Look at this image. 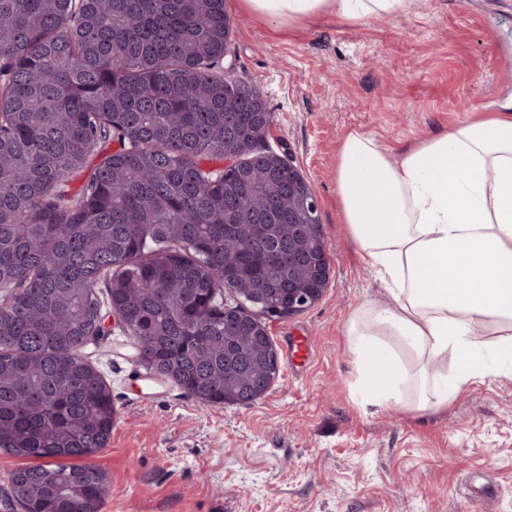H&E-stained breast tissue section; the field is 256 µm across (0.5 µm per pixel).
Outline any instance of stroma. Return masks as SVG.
<instances>
[{
  "instance_id": "35a3bbf8",
  "label": "stroma",
  "mask_w": 512,
  "mask_h": 512,
  "mask_svg": "<svg viewBox=\"0 0 512 512\" xmlns=\"http://www.w3.org/2000/svg\"><path fill=\"white\" fill-rule=\"evenodd\" d=\"M216 72L272 117L263 145L319 202L330 279L303 314L269 322L280 360L251 405L207 406L147 373L103 309L81 350L112 392L102 512H512V380H473L448 408L362 410L344 324L386 297L342 222L336 151L353 129L399 153L512 104V0H413L395 17H324L276 31L242 0Z\"/></svg>"
}]
</instances>
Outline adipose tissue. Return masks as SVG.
Returning <instances> with one entry per match:
<instances>
[{
	"mask_svg": "<svg viewBox=\"0 0 512 512\" xmlns=\"http://www.w3.org/2000/svg\"><path fill=\"white\" fill-rule=\"evenodd\" d=\"M281 27L404 12L410 0H243ZM336 194L389 301L345 323L362 406L425 415L474 378L512 377V109L491 112L392 156L354 129Z\"/></svg>",
	"mask_w": 512,
	"mask_h": 512,
	"instance_id": "adipose-tissue-1",
	"label": "adipose tissue"
}]
</instances>
